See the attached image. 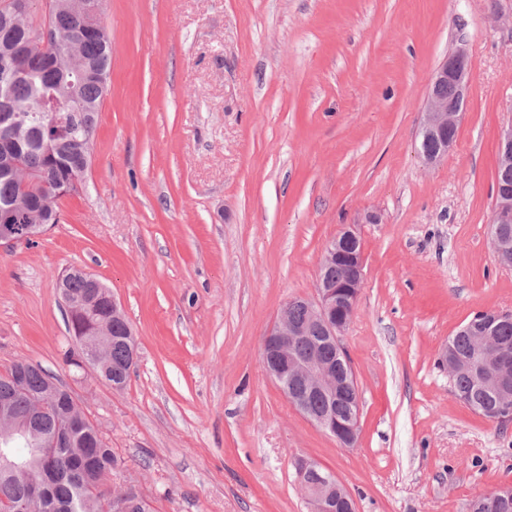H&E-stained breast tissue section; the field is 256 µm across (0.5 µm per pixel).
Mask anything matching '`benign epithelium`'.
<instances>
[{
	"mask_svg": "<svg viewBox=\"0 0 512 512\" xmlns=\"http://www.w3.org/2000/svg\"><path fill=\"white\" fill-rule=\"evenodd\" d=\"M453 89L447 96L442 87ZM469 91V66L467 53L459 47L443 59L435 69L429 84L421 135L434 142V149L421 152L425 163L433 165L448 155L455 140L448 131L458 126L464 112ZM504 165L512 164V123L499 134L498 153ZM37 237L33 230L17 227H0V246L13 247ZM357 241L358 249L350 255L353 269L348 282L326 279L325 272L334 261L345 255L344 247ZM494 256L504 266H512V238L501 231L500 225H491ZM364 251L361 236L352 228L343 229L325 246L319 267L316 294L303 299L308 311V321L298 323L288 316L283 307L278 319L263 339L261 359L266 373L279 385L289 401L317 429L333 436L343 447L352 448L358 439L359 412L350 411L339 416L332 410L335 399L346 396L359 400L358 385L350 357L342 338L350 324L363 283ZM322 337L335 351L336 362L298 354L300 343H309ZM104 340L101 336H87L82 341V364L92 367L97 377L106 380ZM498 362L475 350L468 368L474 382H490L488 371ZM299 481L304 485L311 512H332L341 508L355 512L350 493L336 476L317 462L303 460L299 468Z\"/></svg>",
	"mask_w": 512,
	"mask_h": 512,
	"instance_id": "1",
	"label": "benign epithelium"
}]
</instances>
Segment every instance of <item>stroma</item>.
I'll use <instances>...</instances> for the list:
<instances>
[{"mask_svg": "<svg viewBox=\"0 0 512 512\" xmlns=\"http://www.w3.org/2000/svg\"><path fill=\"white\" fill-rule=\"evenodd\" d=\"M99 18L112 60L87 176L36 244L0 247V374L25 360L56 375L120 460L108 486L136 485L153 512H309L300 457L357 512H469L512 485V424L462 404L439 363L475 313L512 312L490 239L512 0H104ZM459 46L464 114L428 166L429 81ZM347 224L366 258L343 336L352 448L261 362ZM73 266L134 326L124 390L67 362L57 281Z\"/></svg>", "mask_w": 512, "mask_h": 512, "instance_id": "35a3bbf8", "label": "stroma"}]
</instances>
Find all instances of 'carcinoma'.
<instances>
[{
    "instance_id": "1",
    "label": "carcinoma",
    "mask_w": 512,
    "mask_h": 512,
    "mask_svg": "<svg viewBox=\"0 0 512 512\" xmlns=\"http://www.w3.org/2000/svg\"><path fill=\"white\" fill-rule=\"evenodd\" d=\"M19 0L0 3V56L21 44L41 40L46 28L55 33L79 34L84 13L70 5L72 0H46L44 21L35 23L20 12ZM111 65V48L106 30L80 39L76 52L65 44L47 43L36 56H18L0 66V124L13 125L18 165L12 167L0 156V212L11 215L9 223L21 228L57 224V201L44 203L45 184L63 187L82 181L91 165V148ZM61 294L71 302L68 332L81 346V337L92 325L111 327L112 347L108 354L109 375L127 386L130 378V349L124 341L131 323L112 315L103 302L89 295L90 285L79 274L59 280ZM485 315L477 312L448 339V356L469 357L476 342L473 325ZM491 349L512 364V315L497 321ZM49 373L30 362L14 363L0 375V414L28 421L41 436L43 451L55 473L43 483L41 495L35 486L41 480L33 466L22 472L0 468V512H113V492L104 488L105 479L119 467V459L92 424L71 436L72 446L51 445L53 436L66 423V405L53 395ZM456 396L470 397L477 412L495 409L499 394L473 387L471 377L459 373L452 378Z\"/></svg>"
}]
</instances>
